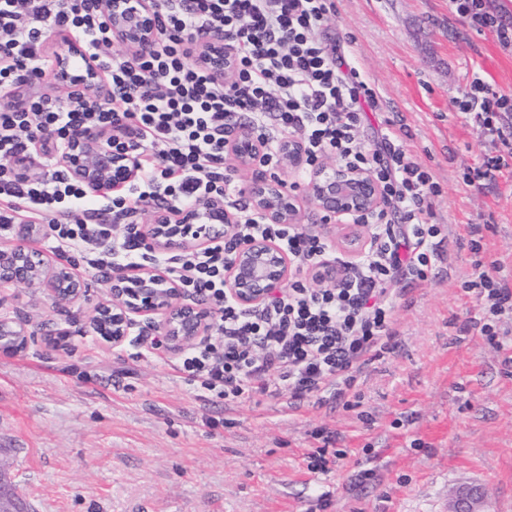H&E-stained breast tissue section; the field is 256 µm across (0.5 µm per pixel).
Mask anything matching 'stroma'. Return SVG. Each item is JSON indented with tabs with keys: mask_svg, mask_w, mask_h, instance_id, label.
<instances>
[{
	"mask_svg": "<svg viewBox=\"0 0 512 512\" xmlns=\"http://www.w3.org/2000/svg\"><path fill=\"white\" fill-rule=\"evenodd\" d=\"M339 40L381 99L360 143L393 121L441 193L444 258L396 301L394 349L345 400L203 399L170 355L110 347L86 318L105 278L72 254L85 302L53 306L10 288L0 311L43 334L73 324L66 348L0 353V483L26 512H450L480 485L488 512H512V313L481 334L486 301L465 284L476 262L512 287V153L457 100L474 78L512 95V51L451 14L448 0H336ZM506 168L474 184L490 157ZM481 227V250L469 225ZM336 437L332 472L311 469L319 430Z\"/></svg>",
	"mask_w": 512,
	"mask_h": 512,
	"instance_id": "stroma-1",
	"label": "stroma"
}]
</instances>
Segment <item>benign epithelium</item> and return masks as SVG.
Instances as JSON below:
<instances>
[{"mask_svg":"<svg viewBox=\"0 0 512 512\" xmlns=\"http://www.w3.org/2000/svg\"><path fill=\"white\" fill-rule=\"evenodd\" d=\"M157 13L158 0H109L107 19L117 42L147 53L158 40ZM62 37L66 50L55 55L53 62L58 83L83 90L92 103L102 101L105 89L99 71L77 64L84 48L65 32ZM200 54L205 69L230 77L232 62L224 52V41H205ZM262 150L248 129L229 145L230 156L246 179L251 209L268 224H299L304 205L309 204L322 215L321 230L333 246L352 258L357 256L366 228L348 224L346 218L384 207L381 189L371 173L322 162L300 197L257 170ZM61 164L73 179L112 192L122 190L135 172L133 155L112 152L110 134L95 130L76 136L61 157ZM303 165L301 147L293 142L284 145L282 167L294 173ZM232 223L234 216L224 201L204 198L192 207L157 212L145 227V234L156 251L172 253L207 246ZM295 270L294 262L275 243L254 238L237 249L225 275V288L240 306L250 307L264 301L272 290L288 287ZM311 275L320 285L334 287L340 282L342 270L328 262L315 267ZM15 285L39 288L52 304L61 307L86 300L88 292L87 282L74 272L72 264L49 263L38 250L23 243L0 249V288ZM108 293L109 300L97 304L88 318V327L107 345H122L139 321L158 330L165 340V352L172 356L210 337L212 312L185 299L181 286L156 267L113 274ZM70 336L69 328L56 327L47 330L43 340L57 348L67 345ZM33 340L24 323L0 317V352L21 353ZM488 497L485 489L463 488L455 497L452 512H483Z\"/></svg>","mask_w":512,"mask_h":512,"instance_id":"obj_1","label":"benign epithelium"}]
</instances>
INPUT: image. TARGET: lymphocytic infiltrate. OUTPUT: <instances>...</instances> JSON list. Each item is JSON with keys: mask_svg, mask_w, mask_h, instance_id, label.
Masks as SVG:
<instances>
[{"mask_svg": "<svg viewBox=\"0 0 512 512\" xmlns=\"http://www.w3.org/2000/svg\"><path fill=\"white\" fill-rule=\"evenodd\" d=\"M161 42L147 54L114 44L103 0H0V94L12 98L48 66L50 32L75 34L104 72L108 97L97 104L29 96L0 107V235L15 216L45 224L59 256L84 253L105 271L162 266L184 294L215 314L213 334L181 352L176 370L194 389L236 404L289 393L297 401L343 399L364 365L391 351L395 299L423 281L442 258L431 173L415 161L407 129L384 128L372 147L357 133L375 89L339 44L318 33L336 15V0H159ZM477 29L512 48V14L486 0H448ZM219 30L234 62L230 82L215 81L196 64V40ZM483 117L484 133L503 136L495 119L512 112V96L474 79L458 102ZM261 139L262 167L277 174L279 150L298 142L308 182L318 163L369 171L385 208L361 216L365 244L353 258L300 224H268L241 200L245 189L228 164V141L239 126ZM111 131L112 148L131 153L136 175L124 192L107 196L70 177L65 168L29 180L17 173L32 146L64 152L82 130ZM205 197L223 199L239 215L226 235L196 251L157 253L135 219L149 207H178ZM277 243L299 271L287 288L244 308L224 288L238 246L250 238ZM325 261L342 268L337 287H316L309 272Z\"/></svg>", "mask_w": 512, "mask_h": 512, "instance_id": "f902f5d3", "label": "lymphocytic infiltrate"}]
</instances>
